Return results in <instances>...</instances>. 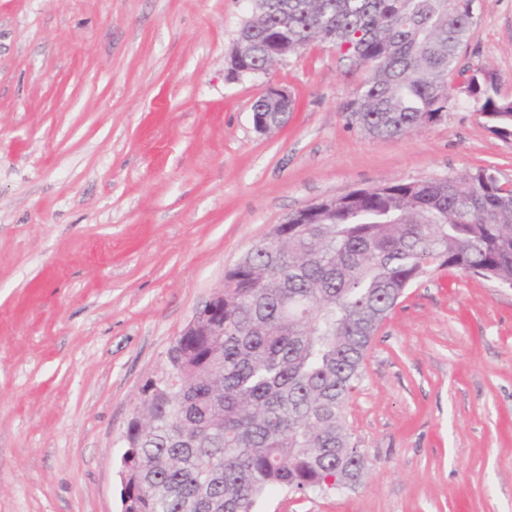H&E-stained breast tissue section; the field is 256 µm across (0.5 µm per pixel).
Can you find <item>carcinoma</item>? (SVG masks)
Here are the masks:
<instances>
[{"label":"carcinoma","mask_w":512,"mask_h":512,"mask_svg":"<svg viewBox=\"0 0 512 512\" xmlns=\"http://www.w3.org/2000/svg\"><path fill=\"white\" fill-rule=\"evenodd\" d=\"M474 0H254L230 56L244 74L307 49L313 37L359 79L346 124L398 139L442 118L461 87L499 137L512 97L497 74L460 65ZM254 111L283 126L264 97ZM512 284V180L398 182L288 215L224 274V333L182 336L169 385L145 386L129 431L125 512H257L270 492L343 491L369 470L344 409L379 326L436 268Z\"/></svg>","instance_id":"1"}]
</instances>
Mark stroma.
<instances>
[{"label": "stroma", "instance_id": "obj_1", "mask_svg": "<svg viewBox=\"0 0 512 512\" xmlns=\"http://www.w3.org/2000/svg\"><path fill=\"white\" fill-rule=\"evenodd\" d=\"M250 0H0V512H121L143 385L273 225L307 205L494 167L512 138L464 92L399 139L349 128L357 82L319 46L234 76ZM464 65L512 94V0H475ZM287 123L256 131L267 82ZM357 487L259 512H512V288L454 269L408 288L346 407Z\"/></svg>", "mask_w": 512, "mask_h": 512}]
</instances>
